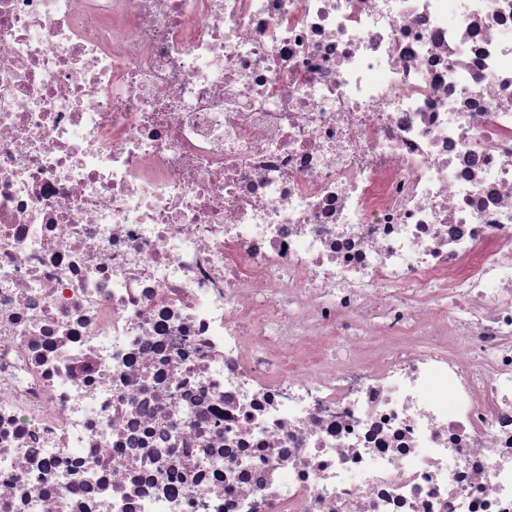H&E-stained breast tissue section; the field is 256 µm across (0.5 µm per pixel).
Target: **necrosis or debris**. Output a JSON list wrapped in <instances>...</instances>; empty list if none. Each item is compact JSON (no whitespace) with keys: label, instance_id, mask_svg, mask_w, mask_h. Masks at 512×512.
<instances>
[{"label":"necrosis or debris","instance_id":"1","mask_svg":"<svg viewBox=\"0 0 512 512\" xmlns=\"http://www.w3.org/2000/svg\"><path fill=\"white\" fill-rule=\"evenodd\" d=\"M0 512H512V0H0Z\"/></svg>","mask_w":512,"mask_h":512}]
</instances>
